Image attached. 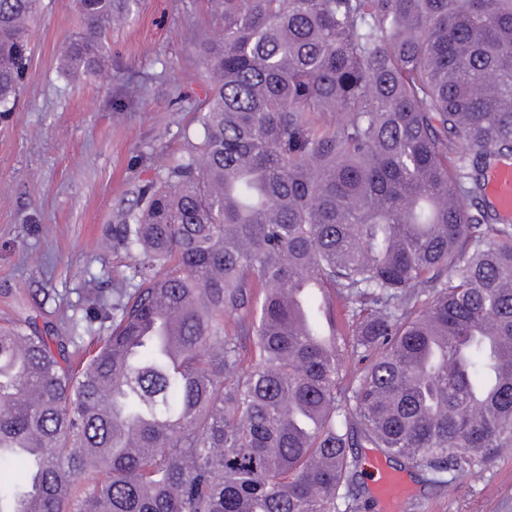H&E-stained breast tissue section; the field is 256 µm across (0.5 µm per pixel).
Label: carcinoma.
Returning a JSON list of instances; mask_svg holds the SVG:
<instances>
[{"label":"carcinoma","mask_w":512,"mask_h":512,"mask_svg":"<svg viewBox=\"0 0 512 512\" xmlns=\"http://www.w3.org/2000/svg\"><path fill=\"white\" fill-rule=\"evenodd\" d=\"M189 148L121 214L112 328L0 326V512H339L355 448L512 450V0H209ZM41 0H0V112ZM62 68L112 65L74 0ZM342 113L336 117V113ZM487 190L503 213L512 214V166L493 172Z\"/></svg>","instance_id":"carcinoma-1"}]
</instances>
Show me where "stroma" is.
I'll return each mask as SVG.
<instances>
[{"label": "stroma", "instance_id": "35a3bbf8", "mask_svg": "<svg viewBox=\"0 0 512 512\" xmlns=\"http://www.w3.org/2000/svg\"><path fill=\"white\" fill-rule=\"evenodd\" d=\"M80 20L65 0H43L32 57L14 111L0 113V322L36 317L84 341L110 320H86L87 298L111 303V281L134 259L104 250L121 211L162 155L184 152L208 81L198 44L205 0H132L106 49L100 79H74L60 54ZM402 512H512V453L473 476L430 482L409 470Z\"/></svg>", "mask_w": 512, "mask_h": 512}]
</instances>
